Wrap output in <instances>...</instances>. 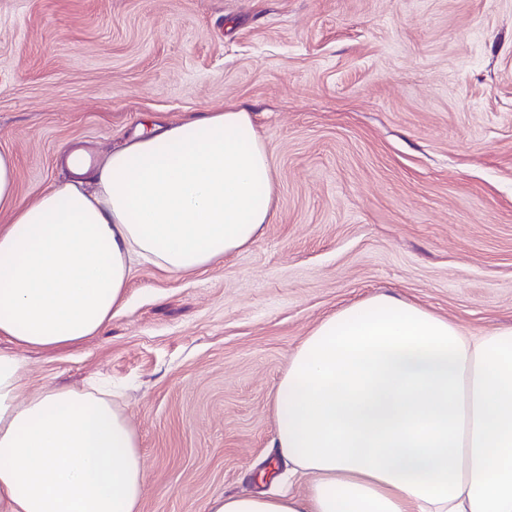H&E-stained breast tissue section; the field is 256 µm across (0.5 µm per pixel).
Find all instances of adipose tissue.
I'll list each match as a JSON object with an SVG mask.
<instances>
[{
	"instance_id": "1",
	"label": "adipose tissue",
	"mask_w": 512,
	"mask_h": 512,
	"mask_svg": "<svg viewBox=\"0 0 512 512\" xmlns=\"http://www.w3.org/2000/svg\"><path fill=\"white\" fill-rule=\"evenodd\" d=\"M65 181L16 195L0 152V512H140L148 463L108 383L25 385L24 349L96 336L138 262L183 275L254 243L273 170L250 113L164 129L144 117L101 159L69 151ZM273 446L305 492L261 490L210 512H512V324L480 336L389 294L322 318L288 358Z\"/></svg>"
}]
</instances>
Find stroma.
<instances>
[{"instance_id":"1","label":"stroma","mask_w":512,"mask_h":512,"mask_svg":"<svg viewBox=\"0 0 512 512\" xmlns=\"http://www.w3.org/2000/svg\"><path fill=\"white\" fill-rule=\"evenodd\" d=\"M251 112L273 169L263 235L211 268L139 263L100 334L24 379L123 389L141 512L270 487L289 355L376 293L472 336L512 324V0H0V150L18 197L143 115Z\"/></svg>"}]
</instances>
